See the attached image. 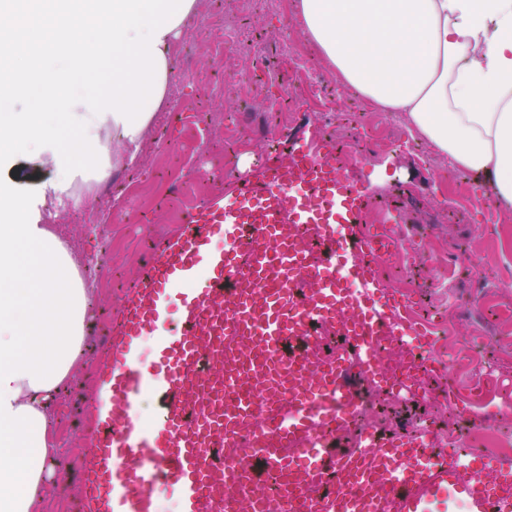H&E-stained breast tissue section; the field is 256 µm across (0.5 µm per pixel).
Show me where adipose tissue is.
<instances>
[{
    "instance_id": "adipose-tissue-1",
    "label": "adipose tissue",
    "mask_w": 512,
    "mask_h": 512,
    "mask_svg": "<svg viewBox=\"0 0 512 512\" xmlns=\"http://www.w3.org/2000/svg\"><path fill=\"white\" fill-rule=\"evenodd\" d=\"M197 0H0V166L34 150L55 172L0 181V512H40L49 406L84 340L88 290L46 223L79 177L135 163ZM301 32L348 86L512 206V0H298Z\"/></svg>"
}]
</instances>
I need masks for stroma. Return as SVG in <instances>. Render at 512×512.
<instances>
[{
  "mask_svg": "<svg viewBox=\"0 0 512 512\" xmlns=\"http://www.w3.org/2000/svg\"><path fill=\"white\" fill-rule=\"evenodd\" d=\"M210 0H197V11L185 22L178 44L185 55H171L174 75L169 87L170 102L157 112L153 124L165 129L164 140L146 135L141 147L136 176L117 168L123 185L120 205L127 214L113 219L109 199L86 195L83 207L100 214L110 225V240L90 236L86 225L75 223L73 210L58 214L53 224L76 254L103 258L107 269L89 304L96 310L95 324L86 326L85 339L66 379L65 399H52L49 424L56 445L71 462L52 471L45 482L42 512H75L80 500L78 471L91 445L95 423L93 401L97 390V364L105 353L103 338L117 316L123 293L133 286L157 238L176 236L181 220L196 206L214 196L232 199L237 179L249 176L259 157L267 153L266 127L272 115L258 89L257 62L279 88L293 89L300 79L319 83L323 91L307 98L286 126L288 141L309 142L318 117L327 108L325 93L361 113L362 124L377 119L378 108L350 87L302 35L297 24L296 0H271L240 14L238 21L252 40L224 51L209 24ZM311 60L305 72L302 60ZM227 83L224 92L213 90L216 80ZM407 122H400L386 139L361 146L360 161L352 165L353 177L370 195L366 220L380 222L390 211H398L393 230L412 243L409 260L387 287L411 290L418 321L431 323L436 353L457 364L454 390L475 386L485 380L484 369L465 358V349L489 342V359L497 378L512 381V330L499 323L496 312L484 311L477 303L480 281H487L500 308H512V252L496 246L497 223H484V195L474 187L473 173L449 170L448 159L431 144L416 151L403 147ZM53 171L34 152L26 150L0 168V178L26 193L53 178ZM474 247L478 273L455 264L458 250ZM368 396L379 407L389 430L414 432L417 422L432 425L437 433L459 431L461 418L448 408L443 383H431L427 393L404 397L401 404L385 406L377 390Z\"/></svg>",
  "mask_w": 512,
  "mask_h": 512,
  "instance_id": "obj_1",
  "label": "stroma"
}]
</instances>
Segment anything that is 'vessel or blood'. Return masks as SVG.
I'll return each mask as SVG.
<instances>
[{
	"label": "vessel or blood",
	"mask_w": 512,
	"mask_h": 512,
	"mask_svg": "<svg viewBox=\"0 0 512 512\" xmlns=\"http://www.w3.org/2000/svg\"><path fill=\"white\" fill-rule=\"evenodd\" d=\"M332 153L322 140L259 166L232 202L206 201L151 255L98 364L110 409L96 416L81 512H157L167 487L179 512H248L261 467L286 477L283 512H512V462L429 447L431 432L379 440L367 429L356 447L336 450L362 385L411 394L436 364L432 336L407 320L410 296L376 272L394 240L386 226L360 227L368 196ZM303 225L326 243L330 269L295 240ZM218 235L228 242L221 251ZM298 274L310 291L303 303ZM312 321L340 325L354 355L273 367L281 344ZM149 334L156 372L139 354ZM215 340L225 379L238 385L220 414L203 405L209 382L197 366ZM242 436L250 450L216 492L209 458Z\"/></svg>",
	"instance_id": "vessel-or-blood-1"
}]
</instances>
